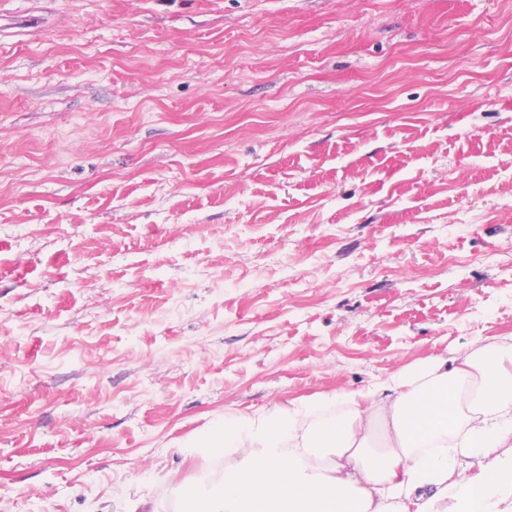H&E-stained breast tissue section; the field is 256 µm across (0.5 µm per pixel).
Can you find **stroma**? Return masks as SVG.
<instances>
[{
  "instance_id": "obj_1",
  "label": "stroma",
  "mask_w": 512,
  "mask_h": 512,
  "mask_svg": "<svg viewBox=\"0 0 512 512\" xmlns=\"http://www.w3.org/2000/svg\"><path fill=\"white\" fill-rule=\"evenodd\" d=\"M0 13V512H186L225 415L512 344V0Z\"/></svg>"
}]
</instances>
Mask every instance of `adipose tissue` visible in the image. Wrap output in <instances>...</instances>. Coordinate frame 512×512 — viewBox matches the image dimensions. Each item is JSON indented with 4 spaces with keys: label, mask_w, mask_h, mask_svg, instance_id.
<instances>
[{
    "label": "adipose tissue",
    "mask_w": 512,
    "mask_h": 512,
    "mask_svg": "<svg viewBox=\"0 0 512 512\" xmlns=\"http://www.w3.org/2000/svg\"><path fill=\"white\" fill-rule=\"evenodd\" d=\"M512 346L474 341L363 392L229 415L204 446L196 512H512Z\"/></svg>",
    "instance_id": "1"
}]
</instances>
